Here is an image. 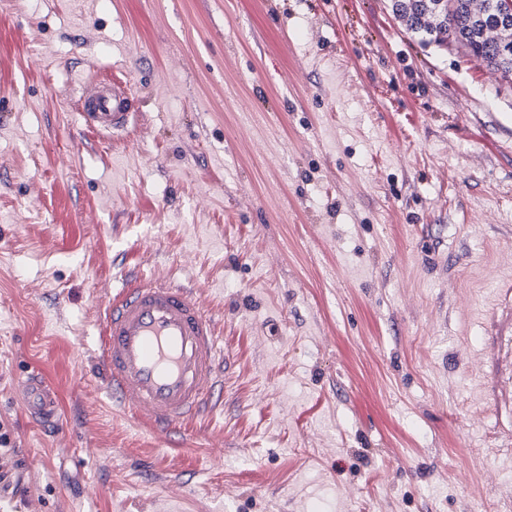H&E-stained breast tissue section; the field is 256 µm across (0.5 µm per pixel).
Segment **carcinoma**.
I'll list each match as a JSON object with an SVG mask.
<instances>
[{
	"label": "carcinoma",
	"mask_w": 512,
	"mask_h": 512,
	"mask_svg": "<svg viewBox=\"0 0 512 512\" xmlns=\"http://www.w3.org/2000/svg\"><path fill=\"white\" fill-rule=\"evenodd\" d=\"M499 0H392V11L425 42H448L512 78V14Z\"/></svg>",
	"instance_id": "cac0c4a2"
}]
</instances>
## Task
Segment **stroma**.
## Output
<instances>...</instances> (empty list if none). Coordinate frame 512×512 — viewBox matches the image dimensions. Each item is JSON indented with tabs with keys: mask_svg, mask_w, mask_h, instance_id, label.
<instances>
[{
	"mask_svg": "<svg viewBox=\"0 0 512 512\" xmlns=\"http://www.w3.org/2000/svg\"><path fill=\"white\" fill-rule=\"evenodd\" d=\"M388 4L0 0V512H512L482 336L512 80ZM115 73L143 108L104 139L74 100ZM133 274L192 288L229 359L176 448L93 374ZM25 407L31 416L44 423L57 424L58 409L54 390L40 373L31 372L24 381Z\"/></svg>",
	"mask_w": 512,
	"mask_h": 512,
	"instance_id": "obj_1",
	"label": "stroma"
}]
</instances>
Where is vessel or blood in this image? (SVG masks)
Returning a JSON list of instances; mask_svg holds the SVG:
<instances>
[{
	"instance_id": "vessel-or-blood-1",
	"label": "vessel or blood",
	"mask_w": 512,
	"mask_h": 512,
	"mask_svg": "<svg viewBox=\"0 0 512 512\" xmlns=\"http://www.w3.org/2000/svg\"><path fill=\"white\" fill-rule=\"evenodd\" d=\"M81 125L103 137L129 132L139 100L122 76L84 83L75 100ZM97 362L113 401L168 438L213 415L224 397V348L213 319L190 290L139 277L108 300ZM487 390L512 414V277L502 279L485 314ZM25 407L57 423L52 387L40 373L24 381Z\"/></svg>"
}]
</instances>
